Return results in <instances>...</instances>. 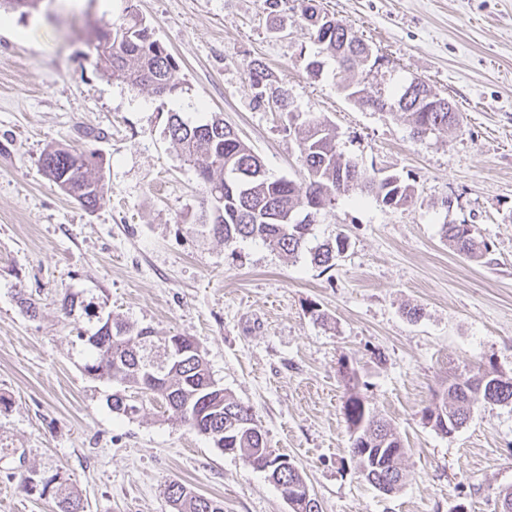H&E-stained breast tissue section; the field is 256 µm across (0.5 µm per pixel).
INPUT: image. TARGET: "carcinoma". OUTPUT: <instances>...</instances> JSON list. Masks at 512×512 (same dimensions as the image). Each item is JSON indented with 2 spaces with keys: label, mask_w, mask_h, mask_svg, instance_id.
I'll list each match as a JSON object with an SVG mask.
<instances>
[{
  "label": "carcinoma",
  "mask_w": 512,
  "mask_h": 512,
  "mask_svg": "<svg viewBox=\"0 0 512 512\" xmlns=\"http://www.w3.org/2000/svg\"><path fill=\"white\" fill-rule=\"evenodd\" d=\"M296 11L338 68L358 65L364 47L347 35L349 26L322 14L317 0H297ZM89 35L100 50L97 66L103 76L157 96L175 89L178 64L134 5L126 6L112 21L93 25ZM249 76L254 85L277 83L275 73L260 61L251 62ZM411 88L409 83L392 96L376 93L369 107L377 111L397 108L407 115L416 138L424 137L427 125L439 131L457 123L458 113L448 111V104L429 108ZM166 136L196 168L205 193L199 224L226 246L244 239L260 240L291 257L307 252L312 264L327 270L348 248L347 236L338 233L333 241L310 248L312 225L281 224L278 216L282 212L297 208L318 216L336 198L355 191L392 208L407 206L414 199L413 186L400 176L378 180L345 157L336 146V127L315 119L305 122L298 140L305 172L303 188L291 179L269 176L262 158L218 114L194 125L174 112L167 120ZM39 167L64 194L89 211L96 210L104 198L105 184L95 173L93 153L49 145L39 157ZM442 233L450 246L472 260L479 262L491 253L490 244L473 224H444ZM76 306L89 309L92 303L82 291L65 290L60 310L68 316ZM142 335L144 329L119 317L112 318L110 333L102 325L77 327L83 371L160 400L181 424L210 437L218 448L239 449L236 456L244 464L265 471L273 452L267 448L251 407L218 384L203 357H186L163 376H148L136 363ZM486 404L511 405L512 381L493 371L470 370L448 380L445 396L425 409L423 419L447 435L462 427L474 408ZM344 416L362 478L384 494L397 491L406 478L401 438L370 411L365 397L353 388L346 395ZM164 495L173 512H224L222 500L194 494L179 481L165 484ZM52 498L57 512H85L79 494L65 483L54 486Z\"/></svg>",
  "instance_id": "1"
}]
</instances>
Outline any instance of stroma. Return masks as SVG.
<instances>
[{
    "mask_svg": "<svg viewBox=\"0 0 512 512\" xmlns=\"http://www.w3.org/2000/svg\"><path fill=\"white\" fill-rule=\"evenodd\" d=\"M134 3L179 65L158 97L108 79L85 37L88 14L111 20ZM382 58L372 72L309 68L319 47L293 0H42L0 29V512H56L20 476L59 475L86 512H172L170 480L222 499L224 512H290L264 472L146 402L113 413L117 386L82 369L62 289L105 297L113 315L201 346L214 379L249 405L268 447L304 474L321 512H496L512 489V405L479 407L444 435L426 424L454 374L512 379V0H321ZM272 68L301 119L335 126L345 156L415 187L412 205L338 198L310 245L344 233L330 269L262 242L224 245L198 229L203 190L165 135L170 113L223 114L269 175L303 183L297 127L255 106L248 66ZM418 79L459 123L413 137L405 115L346 97ZM95 153L107 194L95 211L40 171L47 145ZM476 225L491 263L443 238ZM39 303L26 314L20 296ZM319 306L326 322L316 321ZM417 316H410V309ZM406 448V479L378 492L359 475L343 415L342 367Z\"/></svg>",
    "mask_w": 512,
    "mask_h": 512,
    "instance_id": "35a3bbf8",
    "label": "stroma"
}]
</instances>
